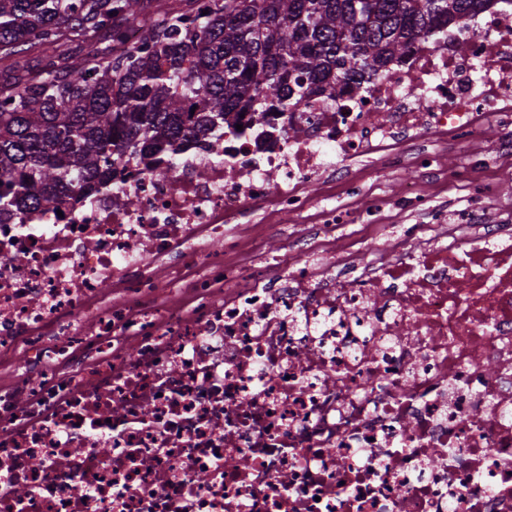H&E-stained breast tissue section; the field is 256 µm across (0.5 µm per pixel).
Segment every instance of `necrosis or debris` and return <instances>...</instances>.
Instances as JSON below:
<instances>
[{
    "mask_svg": "<svg viewBox=\"0 0 512 512\" xmlns=\"http://www.w3.org/2000/svg\"><path fill=\"white\" fill-rule=\"evenodd\" d=\"M489 116L512 134V0L0 224V512H512V212L391 227L355 277L349 246L213 249L257 207L320 237L312 182L356 190L371 154L432 174L422 140Z\"/></svg>",
    "mask_w": 512,
    "mask_h": 512,
    "instance_id": "4bbe7bcc",
    "label": "necrosis or debris"
}]
</instances>
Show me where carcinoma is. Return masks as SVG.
<instances>
[{
    "mask_svg": "<svg viewBox=\"0 0 512 512\" xmlns=\"http://www.w3.org/2000/svg\"><path fill=\"white\" fill-rule=\"evenodd\" d=\"M0 0V224L112 160L380 76L497 0ZM140 29L126 43V31Z\"/></svg>",
    "mask_w": 512,
    "mask_h": 512,
    "instance_id": "1",
    "label": "carcinoma"
}]
</instances>
